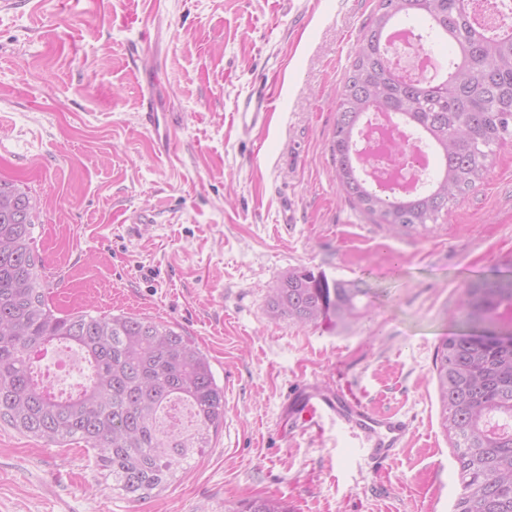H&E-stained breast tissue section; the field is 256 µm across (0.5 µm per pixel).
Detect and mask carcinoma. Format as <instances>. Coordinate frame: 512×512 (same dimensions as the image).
Wrapping results in <instances>:
<instances>
[{
    "label": "carcinoma",
    "instance_id": "obj_1",
    "mask_svg": "<svg viewBox=\"0 0 512 512\" xmlns=\"http://www.w3.org/2000/svg\"><path fill=\"white\" fill-rule=\"evenodd\" d=\"M509 0H490L477 18L471 0H378L345 74L331 152L345 197L393 230H426L448 203L484 179L494 148L512 140V25L495 17ZM424 16L452 41L447 77L401 79L385 45L396 22ZM374 112L398 116L431 146L438 175L410 195L362 174L357 130ZM36 205L29 191L0 179V424L47 444L82 442L96 452L112 489L139 500L163 491L208 447L224 421V387L209 358L174 327L126 313L62 314L40 285L34 250ZM367 294L361 281L332 283L296 268L273 289L268 313L311 324L331 312L346 321ZM467 331L438 348L434 378L442 425L452 439L462 493L454 512H512V274L472 283L461 302ZM54 343L80 352L88 384L58 396L35 375L31 353ZM178 400L193 424L171 426ZM227 512H288L256 497Z\"/></svg>",
    "mask_w": 512,
    "mask_h": 512
}]
</instances>
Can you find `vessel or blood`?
Instances as JSON below:
<instances>
[{"label": "vessel or blood", "instance_id": "vessel-or-blood-1", "mask_svg": "<svg viewBox=\"0 0 512 512\" xmlns=\"http://www.w3.org/2000/svg\"><path fill=\"white\" fill-rule=\"evenodd\" d=\"M272 109V100L265 92L249 94L235 112L241 132L251 133L265 123ZM145 118L156 140L169 145L170 118L168 113L158 111L154 98L145 101ZM285 413L292 425L304 429L317 427L324 418L338 423L359 440L373 460L390 459L402 447L411 428L410 422L399 414L369 407L351 388H332L314 382L302 383L290 394Z\"/></svg>", "mask_w": 512, "mask_h": 512}]
</instances>
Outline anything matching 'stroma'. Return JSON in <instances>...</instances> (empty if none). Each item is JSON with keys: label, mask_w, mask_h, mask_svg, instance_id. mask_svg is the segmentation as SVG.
<instances>
[{"label": "stroma", "mask_w": 512, "mask_h": 512, "mask_svg": "<svg viewBox=\"0 0 512 512\" xmlns=\"http://www.w3.org/2000/svg\"><path fill=\"white\" fill-rule=\"evenodd\" d=\"M377 0H0V177L36 202L59 311L177 328L211 360L224 423L160 495L113 492L93 450L0 426V512H452L459 466L432 378L465 289L512 270V141L428 231H391L339 191L336 105ZM275 98L242 134L250 90ZM173 124L155 140L144 96ZM362 280L357 317L270 319L296 268ZM306 381L350 386L411 422L374 466L331 421L283 412ZM224 511L226 512H288L287 506L283 504L280 499L266 496L256 497L244 503H241L236 509L230 507L226 510L224 505Z\"/></svg>", "instance_id": "1"}]
</instances>
